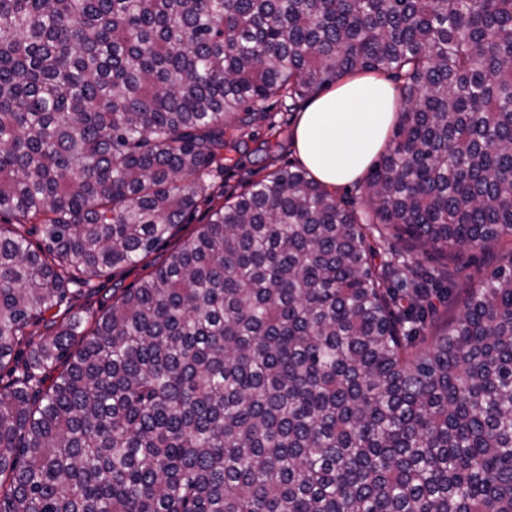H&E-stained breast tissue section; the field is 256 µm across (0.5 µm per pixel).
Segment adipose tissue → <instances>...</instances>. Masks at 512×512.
Wrapping results in <instances>:
<instances>
[{"mask_svg":"<svg viewBox=\"0 0 512 512\" xmlns=\"http://www.w3.org/2000/svg\"><path fill=\"white\" fill-rule=\"evenodd\" d=\"M400 117V100L389 82L354 76L299 112L293 145L301 164L321 184L333 188L354 183L386 147Z\"/></svg>","mask_w":512,"mask_h":512,"instance_id":"ef3b65f1","label":"adipose tissue"}]
</instances>
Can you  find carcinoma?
Masks as SVG:
<instances>
[{
    "label": "carcinoma",
    "instance_id": "carcinoma-1",
    "mask_svg": "<svg viewBox=\"0 0 512 512\" xmlns=\"http://www.w3.org/2000/svg\"><path fill=\"white\" fill-rule=\"evenodd\" d=\"M360 74L402 105L368 222L281 166L68 304L187 223L232 118ZM2 214L43 247L0 225V512H512V260L437 336L457 277L370 228L512 253V0H0ZM206 210V205L201 206L190 218L189 224H181L176 229L175 236L152 253L145 262L135 266L119 268L100 277H93L91 285L93 288H97L96 292L92 295L75 294L69 299V304H72L75 308H82L91 317L101 315L112 304L113 289L135 286L143 276L153 269L146 266V263L153 265L163 262L177 245L187 240L198 225L206 220Z\"/></svg>",
    "mask_w": 512,
    "mask_h": 512
}]
</instances>
